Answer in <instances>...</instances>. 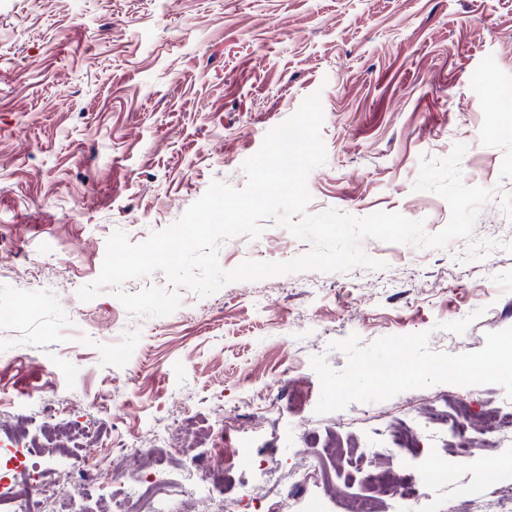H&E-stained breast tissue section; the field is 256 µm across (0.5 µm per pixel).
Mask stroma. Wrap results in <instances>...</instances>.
<instances>
[{
    "instance_id": "1",
    "label": "stroma",
    "mask_w": 512,
    "mask_h": 512,
    "mask_svg": "<svg viewBox=\"0 0 512 512\" xmlns=\"http://www.w3.org/2000/svg\"><path fill=\"white\" fill-rule=\"evenodd\" d=\"M0 72V309L15 313L0 322V401L30 438L49 422L92 433L42 462L45 481L86 465L98 491L84 508L101 512L121 492L110 478L116 434L183 411L212 424L207 453L237 484L266 469V510L289 481L304 486L298 512H340L295 467L322 463L301 419L320 438L354 422L402 476L449 469L448 484L391 498L387 512L483 503L485 471L512 459V445L460 459L428 439L412 454L392 447L389 429L446 397L511 413L502 387L439 383L319 414L310 361L342 370L331 344L353 334L367 346L426 331L431 351L461 354L512 327V132L497 110L512 91V0H0ZM316 91L327 159L309 176V213L396 212L438 233L448 203L413 185L422 160L461 143L464 183L493 192L474 235L498 248L471 260L462 239L438 249L368 239L381 269L234 282L204 298L183 288L163 317L129 315L109 290L59 296L60 274L78 287L96 279L115 230L141 242L211 182L243 187L244 161ZM262 226L222 244L223 269L310 248L273 220Z\"/></svg>"
}]
</instances>
